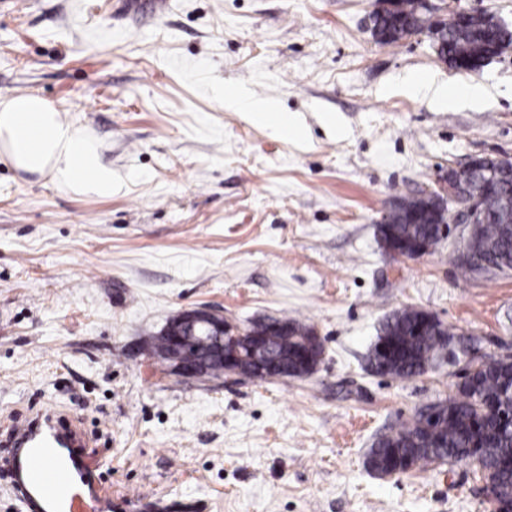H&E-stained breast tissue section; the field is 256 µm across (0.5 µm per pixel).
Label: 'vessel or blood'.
<instances>
[{
    "label": "vessel or blood",
    "instance_id": "obj_1",
    "mask_svg": "<svg viewBox=\"0 0 512 512\" xmlns=\"http://www.w3.org/2000/svg\"><path fill=\"white\" fill-rule=\"evenodd\" d=\"M86 446L80 424L53 412L16 428L1 463L20 512H124L130 494L106 486Z\"/></svg>",
    "mask_w": 512,
    "mask_h": 512
}]
</instances>
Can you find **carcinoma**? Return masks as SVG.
Returning a JSON list of instances; mask_svg holds the SVG:
<instances>
[{
    "mask_svg": "<svg viewBox=\"0 0 512 512\" xmlns=\"http://www.w3.org/2000/svg\"><path fill=\"white\" fill-rule=\"evenodd\" d=\"M394 8L382 7L372 15V34L381 44L396 43L406 37L425 33L441 36L439 57L448 62L472 61L486 47L496 56L512 49V28L503 30L483 12L463 27L442 24L433 19L423 0H393ZM470 193L479 198L489 214L487 222L471 228L468 258H458V267L473 275L480 269L489 274L512 270V223H502L505 201L512 199V162L501 168V178L494 187L475 179ZM429 203L419 197L403 198L391 211L388 223L379 225V233L405 242L428 238L441 239L442 221L456 215L449 212L432 220ZM422 312L403 308L393 312L383 324L380 337L393 345L387 355L372 351L370 364L380 373L409 378L425 372L441 347L444 332L428 326L421 332L415 327ZM279 330L269 326L262 331L267 352L279 357L296 350L312 332L306 324L288 318L278 319ZM436 419L417 414L413 421L377 440L368 456V465L384 476L405 473L421 462H462L476 455L484 479V491L501 512L512 509V358H489L477 363L472 376L457 385V393L437 405Z\"/></svg>",
    "mask_w": 512,
    "mask_h": 512,
    "instance_id": "cac0c4a2",
    "label": "carcinoma"
}]
</instances>
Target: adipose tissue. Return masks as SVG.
<instances>
[{
  "mask_svg": "<svg viewBox=\"0 0 512 512\" xmlns=\"http://www.w3.org/2000/svg\"><path fill=\"white\" fill-rule=\"evenodd\" d=\"M0 163L76 195H112V170L91 139L38 95L0 101Z\"/></svg>",
  "mask_w": 512,
  "mask_h": 512,
  "instance_id": "ef3b65f1",
  "label": "adipose tissue"
}]
</instances>
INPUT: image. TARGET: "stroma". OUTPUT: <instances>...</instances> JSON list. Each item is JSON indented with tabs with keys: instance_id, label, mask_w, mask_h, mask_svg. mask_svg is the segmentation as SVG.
I'll return each mask as SVG.
<instances>
[{
	"instance_id": "35a3bbf8",
	"label": "stroma",
	"mask_w": 512,
	"mask_h": 512,
	"mask_svg": "<svg viewBox=\"0 0 512 512\" xmlns=\"http://www.w3.org/2000/svg\"><path fill=\"white\" fill-rule=\"evenodd\" d=\"M0 0V100L47 98L112 167L107 199L0 164V456L34 411L78 419L127 512H492L475 466L373 474V442L455 395L477 340L512 352V271L463 274L468 229L396 260L391 202L442 168L512 157V51L448 66L428 37L382 45L376 0ZM433 89L408 94L407 73ZM478 83L477 106L434 94ZM276 105L299 137L230 107ZM312 326L305 378L186 380L144 348L178 312ZM450 335L426 372L368 367L385 316Z\"/></svg>"
}]
</instances>
